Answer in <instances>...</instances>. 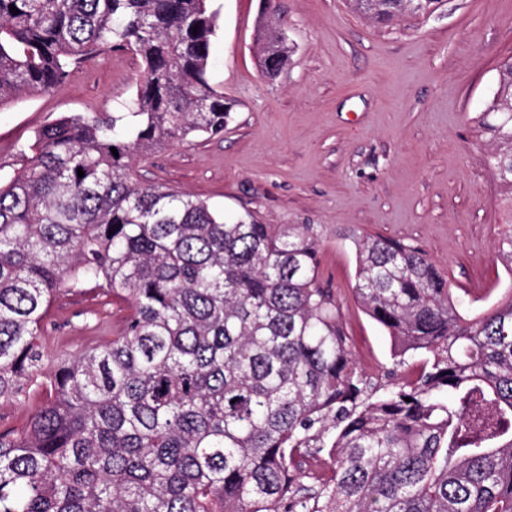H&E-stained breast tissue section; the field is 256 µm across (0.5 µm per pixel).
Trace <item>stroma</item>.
Returning <instances> with one entry per match:
<instances>
[{"mask_svg": "<svg viewBox=\"0 0 512 512\" xmlns=\"http://www.w3.org/2000/svg\"><path fill=\"white\" fill-rule=\"evenodd\" d=\"M217 14L208 74L235 104L223 134L136 158L144 183L206 200L232 218L319 224V272L344 315L361 369L383 382L391 341L353 291L347 228L422 246L456 295L486 301L512 287L496 258L505 214L484 163L490 147L467 121L512 53V0H443L428 19L384 28L347 0H273L292 53L273 81L256 50L260 0H209ZM139 70L132 53L85 60L48 93L0 106V178L26 162L34 133L60 116L113 112ZM126 303L93 291L74 309L52 305L50 352L86 345L97 322L118 332Z\"/></svg>", "mask_w": 512, "mask_h": 512, "instance_id": "35a3bbf8", "label": "stroma"}]
</instances>
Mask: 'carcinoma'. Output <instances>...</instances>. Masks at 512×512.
<instances>
[{
  "instance_id": "carcinoma-1",
  "label": "carcinoma",
  "mask_w": 512,
  "mask_h": 512,
  "mask_svg": "<svg viewBox=\"0 0 512 512\" xmlns=\"http://www.w3.org/2000/svg\"><path fill=\"white\" fill-rule=\"evenodd\" d=\"M257 28L273 80L291 47L276 15ZM215 30L208 0H0V104L92 54L141 62L121 111L40 128L0 183V405L35 404L0 431V512H512V289L465 306L418 245L347 230L356 297L394 343L374 382L319 279L322 225L227 221L135 178L133 156L224 132ZM496 71L469 123L512 224L511 54ZM497 256L512 274L511 232ZM83 285L127 303L123 327L51 354V304Z\"/></svg>"
}]
</instances>
